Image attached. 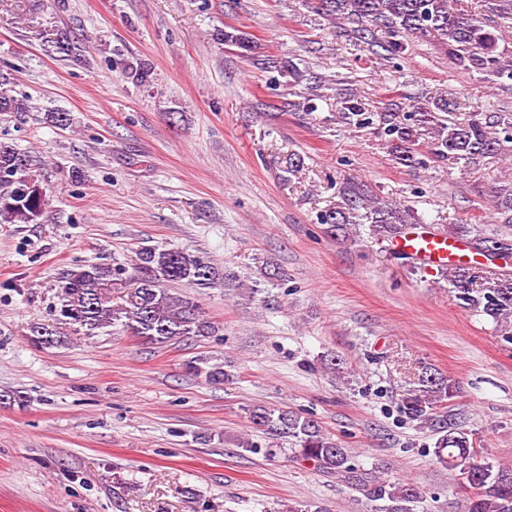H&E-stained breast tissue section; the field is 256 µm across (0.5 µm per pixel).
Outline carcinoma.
<instances>
[{
	"label": "carcinoma",
	"instance_id": "obj_1",
	"mask_svg": "<svg viewBox=\"0 0 512 512\" xmlns=\"http://www.w3.org/2000/svg\"><path fill=\"white\" fill-rule=\"evenodd\" d=\"M319 14L338 20L339 35L354 43L379 47L384 57L405 54L413 39H432L448 55L455 69L477 73L493 85L512 92V51L504 46L512 0H477L478 12L460 0H316ZM383 32L380 41L377 32ZM336 110L348 127H373L390 143L397 159L416 162L419 140L426 158L466 171L486 158L512 149V109L498 105L484 112L456 117L459 103L434 98L404 110L394 101L374 112L353 91L336 94ZM30 111L29 95L14 89L13 77L0 72V114L20 118ZM28 167V180L18 178L20 164ZM340 202L321 211L327 232L347 239L351 227L370 224L378 239L389 241L416 220L415 211L381 200L364 183L349 179L339 188ZM489 198L497 223L512 224V182L494 186ZM48 205L42 168L10 139L0 138V224H33ZM452 236L466 237L476 259L441 270L464 308L487 316L512 337V271L496 264L512 257V233L485 225H460ZM231 280L229 273L200 253L159 245L140 248L131 266L79 265L61 277L57 302L49 320L31 328L37 347L60 341L58 326L86 336L112 327L154 345L187 337H205L215 326L190 298H179L170 287L181 283L213 288ZM189 371L212 384L229 380L224 366L207 358L188 363ZM456 381L429 366H421L411 393L402 400L404 414L437 434L434 456L459 476L466 512H512V467L495 465L484 454L481 439L465 430L448 412L456 397ZM249 420L267 435L288 439L291 450L325 475L362 491L373 502V512H411L420 499L412 482H391L381 471L355 464L352 452L331 438L311 416L287 408L255 405ZM385 504L379 505L377 501Z\"/></svg>",
	"mask_w": 512,
	"mask_h": 512
}]
</instances>
